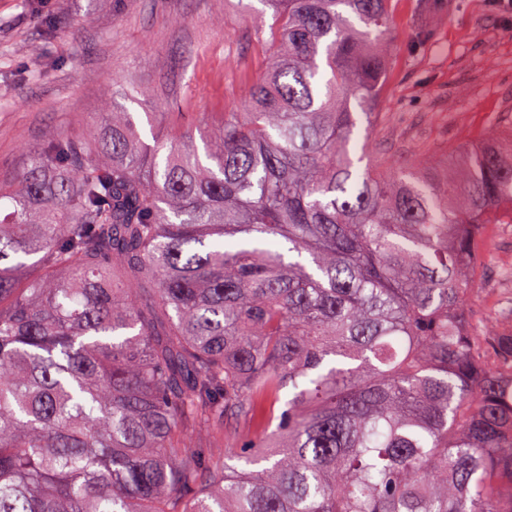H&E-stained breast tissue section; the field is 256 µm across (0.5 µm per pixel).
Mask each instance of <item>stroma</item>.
Listing matches in <instances>:
<instances>
[{
    "mask_svg": "<svg viewBox=\"0 0 512 512\" xmlns=\"http://www.w3.org/2000/svg\"><path fill=\"white\" fill-rule=\"evenodd\" d=\"M263 0H0V183L60 132L83 135L106 102L147 146L224 113L273 59ZM392 55L373 155L438 156L512 132V10L496 0H393ZM476 275L512 331V226L494 227Z\"/></svg>",
    "mask_w": 512,
    "mask_h": 512,
    "instance_id": "1",
    "label": "stroma"
}]
</instances>
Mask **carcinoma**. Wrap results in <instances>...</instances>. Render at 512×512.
<instances>
[{"label":"carcinoma","instance_id":"1","mask_svg":"<svg viewBox=\"0 0 512 512\" xmlns=\"http://www.w3.org/2000/svg\"><path fill=\"white\" fill-rule=\"evenodd\" d=\"M264 2L203 148L114 107L0 185V512H512V332L473 304L512 137L363 165L389 0ZM260 405L277 443L183 435ZM185 435L194 447L219 448L223 445V431L202 430L189 424L185 428Z\"/></svg>","mask_w":512,"mask_h":512}]
</instances>
